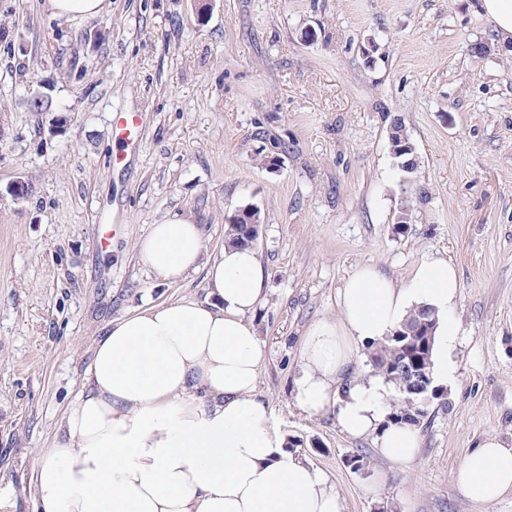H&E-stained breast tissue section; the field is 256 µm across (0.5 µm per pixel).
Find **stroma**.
<instances>
[{"label": "stroma", "mask_w": 512, "mask_h": 512, "mask_svg": "<svg viewBox=\"0 0 512 512\" xmlns=\"http://www.w3.org/2000/svg\"><path fill=\"white\" fill-rule=\"evenodd\" d=\"M210 2L201 20L198 0H112L68 23L44 0H0V512H34L37 451L105 326L148 303L205 299L203 273L159 282L136 242L188 216L211 254L250 204L266 282L259 389L347 512H512L511 494L478 506L454 483L475 442H512V43L475 0ZM96 25L106 37L93 42ZM44 87L52 111H28ZM126 112L140 124L123 141L113 127ZM394 117L419 157L406 187ZM271 154L274 169L260 163ZM16 183L27 196H11ZM430 256L461 282L451 407L400 465L334 414L302 411L292 383L302 337L338 318L350 274L373 265L405 281Z\"/></svg>", "instance_id": "stroma-1"}]
</instances>
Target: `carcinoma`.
Listing matches in <instances>:
<instances>
[{"instance_id":"carcinoma-1","label":"carcinoma","mask_w":512,"mask_h":512,"mask_svg":"<svg viewBox=\"0 0 512 512\" xmlns=\"http://www.w3.org/2000/svg\"><path fill=\"white\" fill-rule=\"evenodd\" d=\"M404 129L400 120L390 123L388 139L391 152L395 153L396 167L406 178H411L418 167V154L412 140H402L399 132ZM243 216L234 215L228 219L226 241L240 247H252L258 239V231L253 225L260 223V210L249 206L241 210ZM437 318L434 311L420 307L406 317L400 325L402 335H390L371 346L367 353L371 371L392 383L398 393V405L389 416V421L412 428L420 427L430 415L434 406L446 408L450 401L443 391L428 393L427 404H420L411 391L414 379L408 368L412 367L429 377V364L434 345V332Z\"/></svg>"}]
</instances>
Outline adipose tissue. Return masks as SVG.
I'll return each mask as SVG.
<instances>
[{"instance_id": "obj_1", "label": "adipose tissue", "mask_w": 512, "mask_h": 512, "mask_svg": "<svg viewBox=\"0 0 512 512\" xmlns=\"http://www.w3.org/2000/svg\"><path fill=\"white\" fill-rule=\"evenodd\" d=\"M136 251L165 281L204 271L207 296L146 305L96 340L79 400L32 473L38 512H346L328 475L290 448L258 391L264 348L253 315L264 274L256 252L228 243L205 260L203 230L188 218L151 225ZM460 288L444 258L422 260L405 283L357 268L338 293L339 320L301 340L297 405L335 412L347 436L373 437L385 459L412 462L419 437L389 422V386L353 378L351 364L359 347L429 307L438 318L430 370L435 384H447ZM455 482L478 505L512 494V446L482 439Z\"/></svg>"}]
</instances>
